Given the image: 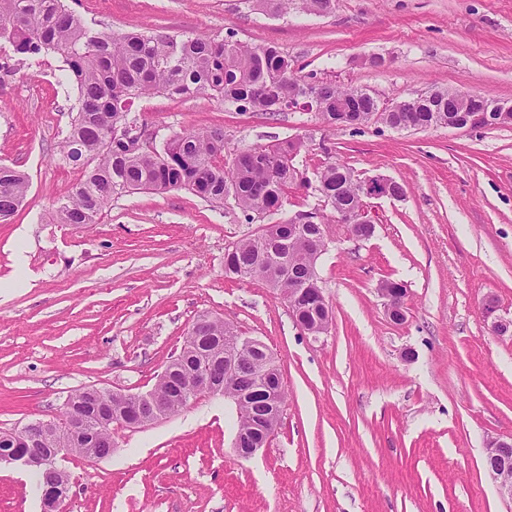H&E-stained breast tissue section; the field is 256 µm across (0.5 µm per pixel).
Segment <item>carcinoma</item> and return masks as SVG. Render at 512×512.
<instances>
[{
	"label": "carcinoma",
	"mask_w": 512,
	"mask_h": 512,
	"mask_svg": "<svg viewBox=\"0 0 512 512\" xmlns=\"http://www.w3.org/2000/svg\"><path fill=\"white\" fill-rule=\"evenodd\" d=\"M272 12L296 3L308 11L329 15L336 0H261ZM12 51L17 62H37L46 53L64 63L61 83L77 90V111L61 143L63 157L84 170L83 178L66 201L52 213L56 224H95L112 198L136 190L157 192L188 189L218 203L232 199L245 221L262 222L252 236L224 252V275L239 280L263 281L280 292L295 295L290 305L297 323L317 336L330 315L318 306L322 291L315 271L325 249L329 220L319 210L298 214L299 220L275 221L288 189L315 186L322 202L335 215L361 206L359 180L344 163L330 162L308 172L296 166L307 150L301 139L271 147L246 149L224 159V130L200 128L175 134L155 143L139 116L132 112L135 100L163 94L168 97L206 95L237 105L241 112H284L299 109L316 113L330 127L359 126L373 119L396 129L412 118L420 128L448 124V91L436 90L419 110L408 114L396 105L382 107L365 90L319 81L301 75L288 56L269 44H243L232 39L174 36L159 32L130 31L120 34L100 29L65 5L64 0H0V49ZM28 177L0 164V222L7 221L24 201ZM204 335L220 342L209 361L218 378L224 377V351L236 350L238 330L213 317ZM275 357L265 352L239 351L237 374L227 385L250 396L236 418V432L247 447L260 441L259 427L267 423L270 408L260 392L268 386L284 407L287 390L274 372ZM169 406L182 408L181 377L156 384ZM66 404L93 417L97 410L118 411L123 405L109 391L97 404L86 390L71 394ZM43 448H71L84 455L86 446L74 445L67 432L44 438ZM38 481L69 484V476L57 465L35 469Z\"/></svg>",
	"instance_id": "obj_1"
}]
</instances>
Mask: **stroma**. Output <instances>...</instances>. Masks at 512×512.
<instances>
[{
	"label": "stroma",
	"instance_id": "35a3bbf8",
	"mask_svg": "<svg viewBox=\"0 0 512 512\" xmlns=\"http://www.w3.org/2000/svg\"><path fill=\"white\" fill-rule=\"evenodd\" d=\"M66 3L115 33L270 43L303 74L384 106L441 88L512 104V0H337L328 16L256 0ZM373 55L385 65L370 67ZM59 65L45 55L0 77V160L30 180L0 222V431L58 418L77 389L150 391L204 311L264 342L288 392L246 459L219 395L115 429L111 455L62 461L63 512H512L483 466L488 442L512 436V331L494 333L483 313L492 299L512 317V125L334 129L312 112H240L202 95L135 104L161 140L220 128L230 158L299 138V167L337 160L404 184V197L369 200V240L329 224L316 271L333 319L313 336L278 292L225 278L226 247L259 229L233 202L140 192L93 225L48 222L82 175L60 154L76 89ZM384 279L408 290L403 322L387 314ZM0 512H41L33 471L0 465Z\"/></svg>",
	"mask_w": 512,
	"mask_h": 512
}]
</instances>
